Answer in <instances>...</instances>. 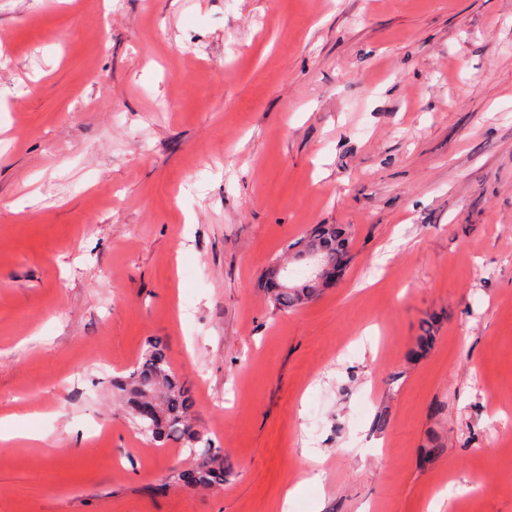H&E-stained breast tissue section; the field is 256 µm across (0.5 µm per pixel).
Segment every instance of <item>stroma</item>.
I'll return each mask as SVG.
<instances>
[{
  "label": "stroma",
  "instance_id": "1",
  "mask_svg": "<svg viewBox=\"0 0 512 512\" xmlns=\"http://www.w3.org/2000/svg\"><path fill=\"white\" fill-rule=\"evenodd\" d=\"M150 337L223 489L113 387ZM10 412L0 512H512V0H0ZM288 247H291V250L296 248L295 255L307 249H313L320 256L331 261L346 254L350 255L349 238L335 224H318L306 239ZM277 288L272 280L265 281L264 292L269 300L279 309L289 310L299 307L308 301L315 288Z\"/></svg>",
  "mask_w": 512,
  "mask_h": 512
}]
</instances>
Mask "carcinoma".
Here are the masks:
<instances>
[{"label": "carcinoma", "instance_id": "carcinoma-1", "mask_svg": "<svg viewBox=\"0 0 512 512\" xmlns=\"http://www.w3.org/2000/svg\"><path fill=\"white\" fill-rule=\"evenodd\" d=\"M292 247L297 254L312 249L331 261L350 252L349 238L334 224L317 225ZM264 292L276 307L287 311L308 301L314 289H284L267 280ZM115 386L142 435L153 441H172L194 452L191 466L175 471L176 482L209 491L224 486L228 478L224 455L193 422V399L173 373L161 341L147 340L133 371L117 379Z\"/></svg>", "mask_w": 512, "mask_h": 512}]
</instances>
